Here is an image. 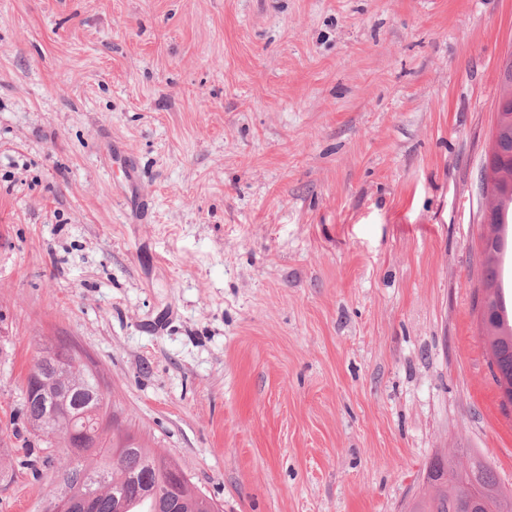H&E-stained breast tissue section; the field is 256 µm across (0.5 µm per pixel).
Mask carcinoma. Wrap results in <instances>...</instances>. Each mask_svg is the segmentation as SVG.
Here are the masks:
<instances>
[{"label": "carcinoma", "mask_w": 512, "mask_h": 512, "mask_svg": "<svg viewBox=\"0 0 512 512\" xmlns=\"http://www.w3.org/2000/svg\"><path fill=\"white\" fill-rule=\"evenodd\" d=\"M504 118L496 133V146L502 159L495 195L496 208L503 224H512V99L503 107ZM504 240L499 238L483 248L482 284L483 319L481 337L488 346L490 367L496 384L512 389V317L509 316L499 283L500 256ZM68 400L78 402L71 425H58V434L68 438L69 429L94 433L97 426L95 404L80 401L79 393L65 391ZM19 414L30 426L34 438L47 444L52 437L43 430L48 405L35 397H23ZM91 447L82 448L87 471L103 475L91 492L68 482L69 469H64L60 483L68 485L81 500L87 498L86 512H208L205 501L190 488V479L179 465L169 468L171 462L142 444H111L97 447V441L88 439ZM478 497L485 508L480 512H512V491L499 482L493 468L485 461L471 457L462 463L453 456L437 455L426 467L425 481L413 497L409 512H461L464 504Z\"/></svg>", "instance_id": "1"}]
</instances>
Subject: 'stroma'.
<instances>
[{"label":"stroma","mask_w":512,"mask_h":512,"mask_svg":"<svg viewBox=\"0 0 512 512\" xmlns=\"http://www.w3.org/2000/svg\"><path fill=\"white\" fill-rule=\"evenodd\" d=\"M512 0H0V512L63 439L41 345L221 512H405L436 455L512 489L475 291ZM45 356H46V353L42 354L36 358L35 363H34L35 364L34 374L40 379V382L45 383L47 385L57 386V387H59V391L60 392L62 391L64 393V390L60 387L57 373L61 370H67L68 365L75 366L78 364V362L86 363L83 355L77 349L72 348L65 355L56 357L55 370L57 373L50 378L48 377L46 379H42L41 374L45 369V363H44ZM76 391H77V389L70 391V388H67L62 397L68 396V403H70L72 400H73V402L79 401L80 400L79 393ZM47 411L48 405H46L44 401L40 400L38 397H26L24 394L21 408L18 412L23 420L30 426L34 438L51 445V440L54 437H50L43 430V424L48 415Z\"/></svg>","instance_id":"35a3bbf8"}]
</instances>
